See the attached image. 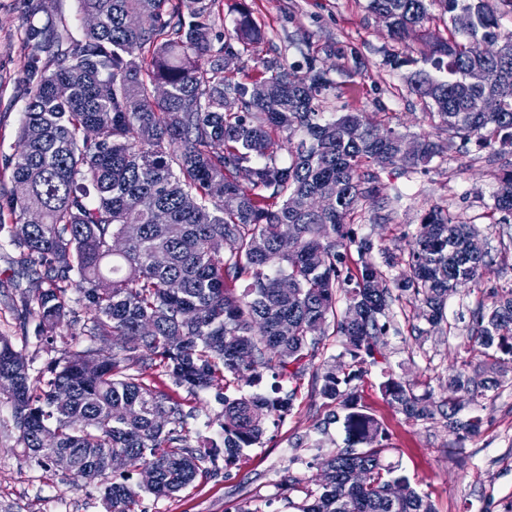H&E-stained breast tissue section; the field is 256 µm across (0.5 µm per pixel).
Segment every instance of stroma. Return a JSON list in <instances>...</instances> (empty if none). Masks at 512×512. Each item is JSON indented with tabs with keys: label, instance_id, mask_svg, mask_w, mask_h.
<instances>
[{
	"label": "stroma",
	"instance_id": "obj_1",
	"mask_svg": "<svg viewBox=\"0 0 512 512\" xmlns=\"http://www.w3.org/2000/svg\"><path fill=\"white\" fill-rule=\"evenodd\" d=\"M246 4L265 31L263 42L234 60L235 76L260 78L261 60L278 58L290 65L314 54L328 71L330 85L319 97L321 111L362 113L367 122L388 125L407 138L419 135L446 144L443 157L413 172L373 167L374 193L354 215L355 236L370 239L375 261L393 256L389 277L404 270L412 235L424 214L440 207L476 224L488 256L478 284L460 287L445 307L443 330H425L412 304L394 310L385 357L369 368L359 388L358 406L383 425L388 438L387 463L434 503L437 512H505L512 504V385L488 392L477 407L484 417L479 436L456 446L443 418L413 421L394 409L379 384L384 372L401 377L418 395L441 402L448 395V373L480 357L466 319L468 306L494 290L512 288V214L495 210L492 193L512 165V145L492 156L476 143L449 144L448 132L424 115L421 100L410 91V73L432 71L434 40L448 36L450 21L439 9L415 34L393 39L367 9V0H220L216 31L229 27L239 4ZM66 27L81 35L84 18L78 0H0V222L11 223L7 205L15 191L5 165L17 144L21 113L30 84L24 67L23 41L28 27ZM398 65H390V58ZM12 249L0 247V335L23 349L33 372L52 354L35 335L39 314L21 307L29 287L27 272ZM423 330L414 336L413 327ZM315 366L294 381L263 372L259 382L243 377L230 387H214L190 396L160 371L156 387L183 400L193 447L220 442L219 416L224 396L237 397L296 390L293 410L269 419L259 444L245 450L236 465L217 466L214 475L169 496L142 493V512H234L251 501L261 512H296L308 492L319 489L322 463L329 451L343 447L342 422L315 386ZM103 485L61 471L31 465L18 443L12 411L0 401V512H106Z\"/></svg>",
	"mask_w": 512,
	"mask_h": 512
}]
</instances>
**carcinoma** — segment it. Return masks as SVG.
Returning a JSON list of instances; mask_svg holds the SVG:
<instances>
[{
    "label": "carcinoma",
    "mask_w": 512,
    "mask_h": 512,
    "mask_svg": "<svg viewBox=\"0 0 512 512\" xmlns=\"http://www.w3.org/2000/svg\"><path fill=\"white\" fill-rule=\"evenodd\" d=\"M217 2L79 0L93 18L80 36L26 32L33 86L18 149L5 159L23 193L12 195L13 223L0 224V246L38 271L21 299L40 313L37 336L72 325L80 307L90 341L116 336L120 344L106 354L63 349L33 380L26 355L0 336V397L20 444L44 468L56 452H72L90 483L108 474L114 455L134 471L152 469L151 484L104 487L107 512H139L140 491L167 496L210 474L221 456L232 465L260 443L266 420L288 414L296 400V391L278 389L224 397L222 443L202 452L189 443L183 404L157 391L146 370L162 369L191 396L265 369L297 380L332 331L342 351L316 378L321 397L348 410L346 446L325 459L320 492L298 512H436L385 465L384 429L357 410L358 391L367 366L383 356L395 305L417 303L437 329L448 297L479 279L487 256L473 247L479 231L431 208L406 270L389 287L385 268L394 261L377 263L370 240L347 224L373 192L365 166L416 170L441 148L419 137L405 154L399 132L359 112L320 111L329 78L310 55L304 71L272 58L262 62L261 79H236L224 55L265 32L244 6L230 29L215 33ZM435 6L454 30L432 51L447 77L416 72L412 91L449 139L512 144V36L501 35L486 0H368L367 8L403 40ZM475 69L485 73L478 85L468 81ZM158 85L168 88L162 99ZM488 98L500 101L499 111L483 110ZM280 133L286 166L274 154ZM494 207L512 214V170ZM106 278L112 288L103 292ZM469 329L493 364L448 375L441 414L459 445L483 424L474 411L459 417L465 406L512 384V288L477 301ZM381 389L407 418L435 419L429 396L401 378L386 375ZM60 391L69 395L64 404L54 400Z\"/></svg>",
    "instance_id": "carcinoma-1"
}]
</instances>
